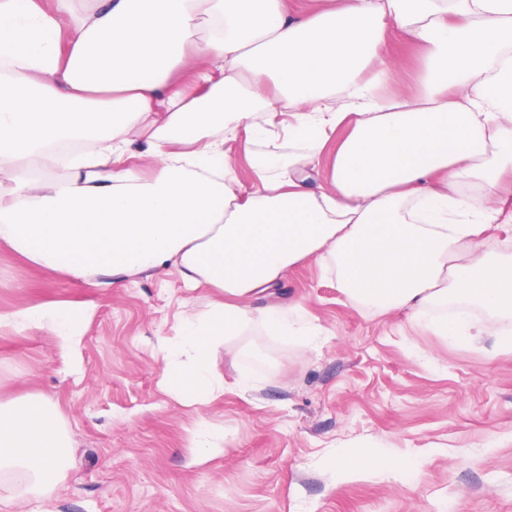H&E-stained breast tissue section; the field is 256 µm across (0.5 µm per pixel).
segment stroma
I'll return each mask as SVG.
<instances>
[{"instance_id": "obj_1", "label": "stroma", "mask_w": 512, "mask_h": 512, "mask_svg": "<svg viewBox=\"0 0 512 512\" xmlns=\"http://www.w3.org/2000/svg\"><path fill=\"white\" fill-rule=\"evenodd\" d=\"M393 53L399 75L378 86L383 101L417 89L418 49ZM209 300L164 271L92 288L0 243V314L59 306L83 320L70 349L0 324V401L44 397L69 440L54 512H512V352L481 333L489 322L512 333V320L470 307L468 334L451 342L407 311L361 313L311 258L270 303L300 304L319 340L255 321L218 348L224 393L196 411L165 377V347L182 313ZM202 418L223 430V453L191 447ZM380 451L409 467L337 480L340 456Z\"/></svg>"}]
</instances>
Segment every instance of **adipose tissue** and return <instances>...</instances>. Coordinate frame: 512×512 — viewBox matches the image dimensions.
<instances>
[{
    "label": "adipose tissue",
    "instance_id": "ef3b65f1",
    "mask_svg": "<svg viewBox=\"0 0 512 512\" xmlns=\"http://www.w3.org/2000/svg\"><path fill=\"white\" fill-rule=\"evenodd\" d=\"M74 2L50 14L0 0V241L92 287L170 270L215 288L166 347L181 404L223 393L219 346L312 256L354 305L411 311L449 340L469 322L447 317L449 298L512 318V255L474 248L512 173V0H94L80 14ZM393 36L424 48L419 90L381 104ZM341 127L311 192L296 173ZM240 137L249 189L224 152ZM137 139L154 157L145 173L126 165ZM21 159L69 174L43 183ZM18 319L65 348L82 330L58 307ZM66 467L56 408L0 402L1 505L46 499Z\"/></svg>",
    "mask_w": 512,
    "mask_h": 512
}]
</instances>
